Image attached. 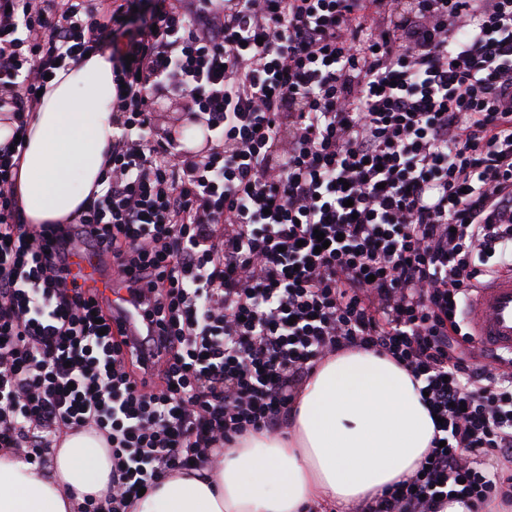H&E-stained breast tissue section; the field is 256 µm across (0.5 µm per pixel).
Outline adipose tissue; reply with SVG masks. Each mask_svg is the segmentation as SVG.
I'll return each instance as SVG.
<instances>
[{"label":"adipose tissue","mask_w":512,"mask_h":512,"mask_svg":"<svg viewBox=\"0 0 512 512\" xmlns=\"http://www.w3.org/2000/svg\"><path fill=\"white\" fill-rule=\"evenodd\" d=\"M110 52L57 70L25 135L14 196L31 224H66L98 184L120 131L112 123ZM434 423L409 373L370 350L346 349L306 381L288 436L262 432L208 466L158 481L128 512H302L376 500L427 456ZM54 468L0 449V512H79L106 495L112 457L103 437H64Z\"/></svg>","instance_id":"obj_1"}]
</instances>
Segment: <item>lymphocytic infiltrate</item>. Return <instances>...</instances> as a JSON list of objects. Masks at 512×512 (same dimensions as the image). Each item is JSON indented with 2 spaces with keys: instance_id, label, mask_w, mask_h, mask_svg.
Returning a JSON list of instances; mask_svg holds the SVG:
<instances>
[{
  "instance_id": "f902f5d3",
  "label": "lymphocytic infiltrate",
  "mask_w": 512,
  "mask_h": 512,
  "mask_svg": "<svg viewBox=\"0 0 512 512\" xmlns=\"http://www.w3.org/2000/svg\"><path fill=\"white\" fill-rule=\"evenodd\" d=\"M0 0V110L24 128L46 77L112 52L103 188L30 224L0 149V448L48 468L93 430L126 512L140 489L279 432L344 348L390 357L439 418L425 463L351 512L512 503V360L460 312L512 268V0ZM209 152L153 138L158 98ZM328 248L318 249L316 232ZM108 256L151 332L113 337L71 270Z\"/></svg>"
}]
</instances>
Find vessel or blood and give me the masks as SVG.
Listing matches in <instances>:
<instances>
[{"label": "vessel or blood", "mask_w": 512, "mask_h": 512, "mask_svg": "<svg viewBox=\"0 0 512 512\" xmlns=\"http://www.w3.org/2000/svg\"><path fill=\"white\" fill-rule=\"evenodd\" d=\"M96 257L78 254L73 272L86 275L90 288L112 295L115 287L96 272ZM466 320L479 347L512 355V269L492 275L469 297Z\"/></svg>", "instance_id": "vessel-or-blood-1"}]
</instances>
